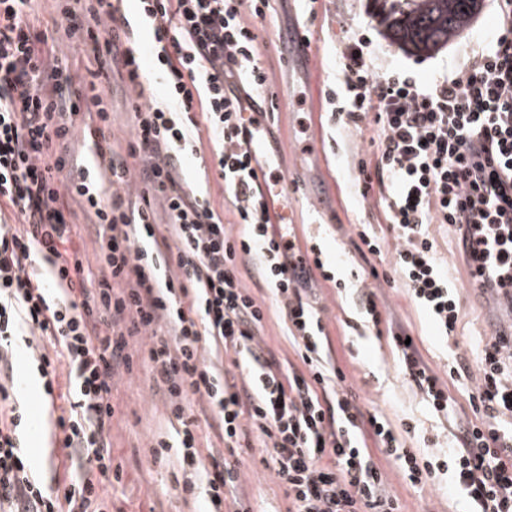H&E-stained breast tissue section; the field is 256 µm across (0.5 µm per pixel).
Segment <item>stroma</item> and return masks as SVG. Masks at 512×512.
Segmentation results:
<instances>
[{
  "instance_id": "1",
  "label": "stroma",
  "mask_w": 512,
  "mask_h": 512,
  "mask_svg": "<svg viewBox=\"0 0 512 512\" xmlns=\"http://www.w3.org/2000/svg\"><path fill=\"white\" fill-rule=\"evenodd\" d=\"M360 24L365 27L369 51L380 73H406L427 83L456 68L472 47L496 39L497 0H484L481 13L460 38L423 58L406 55L389 45L370 17L369 0H269L264 21L254 25L259 63L277 94V106L264 120L270 141L269 167L327 185L318 206L304 192L288 196L291 235L301 248H318L326 270L325 275L315 276L312 282L327 335L324 364L328 369L344 372L345 385L359 406L382 413L396 433L405 434L407 447L422 452L432 446L453 445L458 429L454 422L433 415L422 394L400 371L397 351L388 334L389 325L399 324L414 337L425 362L446 379L457 401L458 416L463 419L471 413L468 396L479 376L474 373L452 379L448 366L458 358L475 364L493 326L512 320V313L492 294L468 288L469 268L451 225L434 224L430 232L436 241L438 258L449 268L462 295L456 344L440 339L396 271L395 241L389 235L382 209L375 196H362L355 185L360 164L373 162L371 140L376 130L369 124L359 130L337 124L326 103L328 90L336 86V51L344 29ZM296 25L309 31L310 52L298 63L287 65L280 57L278 36ZM134 99V93L121 79L113 78L111 133L112 144L119 152L125 150L132 135ZM182 168L188 181L208 187L210 201L223 211L228 231L233 237H240L245 227L239 222L232 199L222 191L209 140H202L198 155L185 158ZM68 207L74 246L95 273H102L92 228L93 214L77 199L69 200ZM363 231L384 238L382 255L368 252L359 238ZM372 267L378 269L379 278L369 277ZM238 272L243 288L265 313L262 345L272 351L279 363H298L282 304L262 283L258 259L240 257ZM368 291L375 294L382 314L377 325L366 322L362 315L360 297ZM14 354L16 374L21 381L18 400L27 414L43 412L46 400L42 381L29 369L23 339H16ZM112 401V462L121 465L123 479L108 491L110 512H202L203 500L194 501L182 493L184 483L193 481L194 475L179 462L175 448L180 444L181 427L170 415L167 398L154 388L150 366L140 365L131 376H116ZM160 439L168 441L174 451L167 461L155 463L151 460V448ZM250 442L237 497L248 501L252 512H287L283 484L263 465L268 453L259 432H251ZM374 459L385 472L388 487L398 497L402 512H465V503L449 488L447 477L417 489L402 479L391 460L379 453Z\"/></svg>"
}]
</instances>
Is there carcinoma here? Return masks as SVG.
<instances>
[{"label": "carcinoma", "instance_id": "obj_1", "mask_svg": "<svg viewBox=\"0 0 512 512\" xmlns=\"http://www.w3.org/2000/svg\"><path fill=\"white\" fill-rule=\"evenodd\" d=\"M384 38L414 56L437 53L479 15L483 0H369Z\"/></svg>", "mask_w": 512, "mask_h": 512}]
</instances>
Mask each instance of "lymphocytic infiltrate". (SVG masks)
I'll list each match as a JSON object with an SVG mask.
<instances>
[{"label":"lymphocytic infiltrate","instance_id":"1","mask_svg":"<svg viewBox=\"0 0 512 512\" xmlns=\"http://www.w3.org/2000/svg\"><path fill=\"white\" fill-rule=\"evenodd\" d=\"M32 0H0V512H104L106 484L121 481L109 439L112 380L133 374L128 337L146 335V361L171 413L184 427L180 460L199 470L190 397L206 400L225 456L205 472L208 512H250L227 494L241 480L238 449L244 421L263 436L266 467L285 486L288 512H400L397 497L372 457L380 451L411 485L445 475L468 512H512V334L499 331L477 361L473 419L459 444L418 457L383 416L364 413L344 389L326 396L324 327L306 298L312 267L294 239L275 233V203L257 180L260 162L246 147L244 112L268 77L243 11L261 18L268 0H139L136 20L123 0H86L75 11L61 0L60 28L81 41L91 66L77 83L68 59L29 19ZM500 35L463 67L423 84L374 67L365 36L351 34L339 51L342 88L331 91L336 120L372 121L373 170H360L364 190H376L397 241L394 264L413 300L443 340L456 336L461 294L438 263L433 224L459 232L465 260L489 270L485 290L512 305V0H500ZM167 88L156 99L141 73L140 31ZM135 93L133 134L117 153L106 133L112 77ZM206 124L226 194L247 231L232 241L204 189L181 179L177 163L198 152ZM83 137L106 162L114 190L77 167L68 142ZM141 162L136 193L127 184L130 160ZM93 209L100 257L112 279L94 281L70 245L66 198ZM164 224H156L153 198ZM260 257L262 277L283 303L302 367L280 368L258 339L264 313L243 288L238 254ZM178 276H169L168 265ZM25 337L31 360L53 395L65 377L68 409L54 421L59 447L78 458L67 483L34 476L22 449L24 408L18 400L14 343ZM400 369L431 409L448 417V387L408 334H392ZM231 364H224L226 352ZM213 361H206V354ZM247 372L237 386L231 368ZM370 429L374 448L358 435Z\"/></svg>","mask_w":512,"mask_h":512}]
</instances>
